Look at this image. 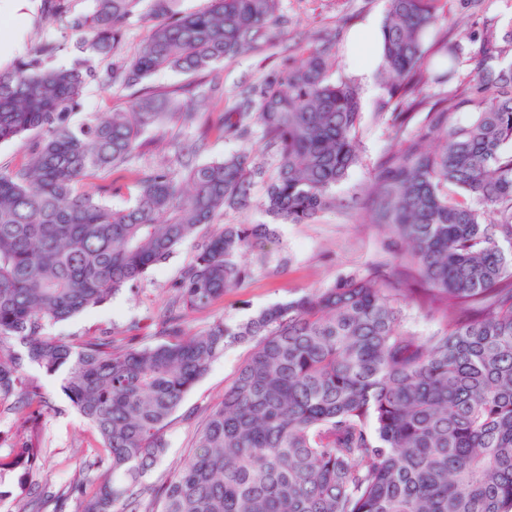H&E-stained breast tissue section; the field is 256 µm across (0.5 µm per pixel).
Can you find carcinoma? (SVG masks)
I'll return each instance as SVG.
<instances>
[{
    "mask_svg": "<svg viewBox=\"0 0 512 512\" xmlns=\"http://www.w3.org/2000/svg\"><path fill=\"white\" fill-rule=\"evenodd\" d=\"M92 2L88 14L41 3L45 22L90 34L89 56L50 66L59 45L43 36L0 67V143L35 135L27 164L0 165V403L34 428L48 401L25 370L61 377L98 437L70 488L81 512H512V62L500 64L512 27L485 31L464 81L461 33L441 0H388L380 59L392 112L378 115L387 145L365 187L387 257L190 335L181 313L267 266L276 225L344 207L336 186L362 163L358 88L331 78L327 32L301 65L239 91L222 126L239 149L199 161L209 130L181 112L197 138L136 171L131 204L116 209L85 185L128 169L165 126L173 99L145 81L260 51L288 16L282 0H208L190 13L178 0ZM136 17L150 34L127 59ZM90 81L132 90L127 111L72 123ZM253 208L269 221L198 236ZM192 238L161 341L47 333L137 286ZM407 308L438 329L412 331ZM236 344L252 349L189 458L146 484L185 395ZM40 456L32 437L0 448V477Z\"/></svg>",
    "mask_w": 512,
    "mask_h": 512,
    "instance_id": "obj_1",
    "label": "carcinoma"
}]
</instances>
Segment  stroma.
<instances>
[{"label": "stroma", "mask_w": 512, "mask_h": 512, "mask_svg": "<svg viewBox=\"0 0 512 512\" xmlns=\"http://www.w3.org/2000/svg\"><path fill=\"white\" fill-rule=\"evenodd\" d=\"M284 4L288 26L277 35L273 45L213 67V75L224 84V99L208 101L199 107L211 126L205 159L220 157L236 148L235 142L225 140L222 125L225 112L236 104L238 90L258 83L285 65L299 62L308 49L318 46L320 35L331 30L336 34L329 47L336 59L331 77L353 80L359 89L363 161L336 189L347 200V207L322 213L308 224L280 225L268 270L255 272L245 287L225 293L209 308L189 313L186 328L193 333L206 330L218 319L246 320L259 309L301 290L320 288L342 275L365 271L383 252L381 231L367 221L363 189L374 161L386 145V128L374 119L386 93L378 74L363 76L352 64L347 53V37L368 23L381 26L387 0H284ZM446 4L450 15L462 18L469 29L478 32L512 24V0H446ZM40 5L41 0H21L20 9L0 12V35L9 32L14 36L8 59L24 55L38 40L35 22ZM193 254L192 243L182 244L165 263L153 267L138 288L122 291L101 306L50 326V333L80 339L105 331L121 336L133 327L143 344L156 343L171 298V286ZM249 351L246 344L226 348L186 394L167 429L168 448L147 476V484L158 483L182 465L206 412L221 401L225 384ZM26 374L41 386L50 405L39 422L42 458L30 479L46 494L53 495L76 480L97 445V436L62 392L59 378L34 368L27 369Z\"/></svg>", "instance_id": "1"}]
</instances>
